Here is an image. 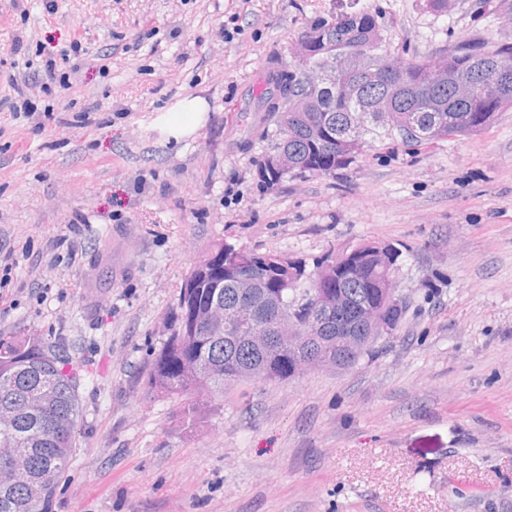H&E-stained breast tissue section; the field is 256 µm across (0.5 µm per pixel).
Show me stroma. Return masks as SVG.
I'll use <instances>...</instances> for the list:
<instances>
[{
	"instance_id": "stroma-1",
	"label": "stroma",
	"mask_w": 512,
	"mask_h": 512,
	"mask_svg": "<svg viewBox=\"0 0 512 512\" xmlns=\"http://www.w3.org/2000/svg\"><path fill=\"white\" fill-rule=\"evenodd\" d=\"M499 2L0 0V336L80 378L47 512H512V109L273 186L277 127L253 109L316 19L375 6L389 53L423 57L512 41ZM186 96L206 121L167 139ZM363 242L399 249L408 309L354 367L240 382L191 430L148 392L218 247L311 267Z\"/></svg>"
}]
</instances>
